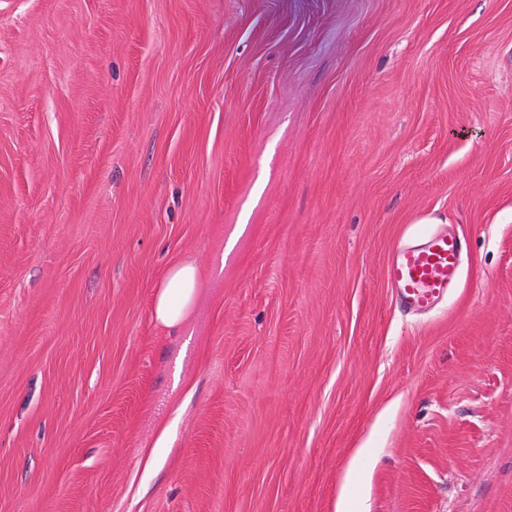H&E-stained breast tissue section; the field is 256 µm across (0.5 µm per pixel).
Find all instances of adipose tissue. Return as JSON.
Returning a JSON list of instances; mask_svg holds the SVG:
<instances>
[{"mask_svg":"<svg viewBox=\"0 0 512 512\" xmlns=\"http://www.w3.org/2000/svg\"><path fill=\"white\" fill-rule=\"evenodd\" d=\"M200 286L201 273L196 263L175 264L156 293L154 318L157 325L169 330L181 326L196 301Z\"/></svg>","mask_w":512,"mask_h":512,"instance_id":"ef3b65f1","label":"adipose tissue"}]
</instances>
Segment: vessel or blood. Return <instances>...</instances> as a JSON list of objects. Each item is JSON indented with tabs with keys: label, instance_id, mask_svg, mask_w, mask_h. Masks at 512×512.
Instances as JSON below:
<instances>
[{
	"label": "vessel or blood",
	"instance_id": "1",
	"mask_svg": "<svg viewBox=\"0 0 512 512\" xmlns=\"http://www.w3.org/2000/svg\"><path fill=\"white\" fill-rule=\"evenodd\" d=\"M463 253L459 236L428 234L400 243L387 262L384 275L405 307L428 312L447 301L458 278Z\"/></svg>",
	"mask_w": 512,
	"mask_h": 512
}]
</instances>
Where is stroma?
I'll use <instances>...</instances> for the list:
<instances>
[{"label": "stroma", "mask_w": 512, "mask_h": 512, "mask_svg": "<svg viewBox=\"0 0 512 512\" xmlns=\"http://www.w3.org/2000/svg\"><path fill=\"white\" fill-rule=\"evenodd\" d=\"M423 231L466 242L428 314ZM342 487L512 512V0H0V512ZM464 253L452 234H428L400 243L384 270L401 303L412 311L429 312L448 300ZM200 286L201 273L196 263L175 264L156 293L154 318L157 325L169 330L181 326L196 301Z\"/></svg>", "instance_id": "1"}]
</instances>
